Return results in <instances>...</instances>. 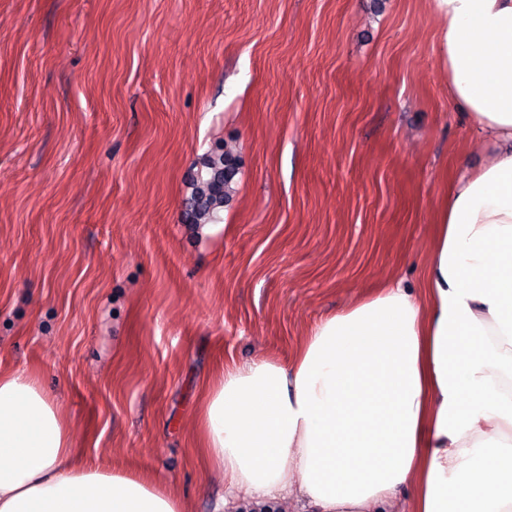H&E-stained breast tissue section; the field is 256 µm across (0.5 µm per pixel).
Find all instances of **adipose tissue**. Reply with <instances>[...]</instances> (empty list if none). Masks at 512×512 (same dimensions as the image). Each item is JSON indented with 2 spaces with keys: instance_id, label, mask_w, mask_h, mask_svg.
<instances>
[{
  "instance_id": "ef3b65f1",
  "label": "adipose tissue",
  "mask_w": 512,
  "mask_h": 512,
  "mask_svg": "<svg viewBox=\"0 0 512 512\" xmlns=\"http://www.w3.org/2000/svg\"><path fill=\"white\" fill-rule=\"evenodd\" d=\"M448 100L498 151L456 175L417 291L388 283L286 361L227 367L196 442L260 512H512V0H435ZM0 512H189L168 485L80 461L59 402L0 371Z\"/></svg>"
}]
</instances>
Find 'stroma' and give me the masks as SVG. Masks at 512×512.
Masks as SVG:
<instances>
[{"mask_svg": "<svg viewBox=\"0 0 512 512\" xmlns=\"http://www.w3.org/2000/svg\"><path fill=\"white\" fill-rule=\"evenodd\" d=\"M442 27L434 0H0V370L38 375L82 456L249 512L198 463L203 390L416 285L449 174L491 151ZM227 141L234 196L187 223Z\"/></svg>", "mask_w": 512, "mask_h": 512, "instance_id": "stroma-1", "label": "stroma"}]
</instances>
